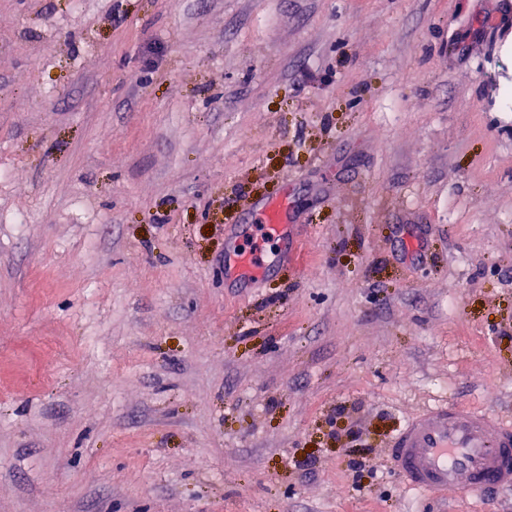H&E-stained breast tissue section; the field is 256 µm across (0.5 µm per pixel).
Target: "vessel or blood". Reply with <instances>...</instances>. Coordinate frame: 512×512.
Listing matches in <instances>:
<instances>
[{"label":"vessel or blood","mask_w":512,"mask_h":512,"mask_svg":"<svg viewBox=\"0 0 512 512\" xmlns=\"http://www.w3.org/2000/svg\"><path fill=\"white\" fill-rule=\"evenodd\" d=\"M287 230L286 211L269 204L263 238L275 241ZM233 265L242 275L257 278L268 261L258 247L234 253ZM389 460L415 491L483 498L493 488L512 486V425L445 403L425 410L399 431Z\"/></svg>","instance_id":"vessel-or-blood-1"}]
</instances>
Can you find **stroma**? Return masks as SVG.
<instances>
[{
	"mask_svg": "<svg viewBox=\"0 0 512 512\" xmlns=\"http://www.w3.org/2000/svg\"><path fill=\"white\" fill-rule=\"evenodd\" d=\"M509 90L512 0H0V512H512L387 463L512 418ZM261 233L265 240H278L283 238L288 230V214L279 205L269 204L263 214ZM232 261L233 266L249 278H259L268 266L267 256L262 247L234 253Z\"/></svg>",
	"mask_w": 512,
	"mask_h": 512,
	"instance_id": "obj_1",
	"label": "stroma"
}]
</instances>
